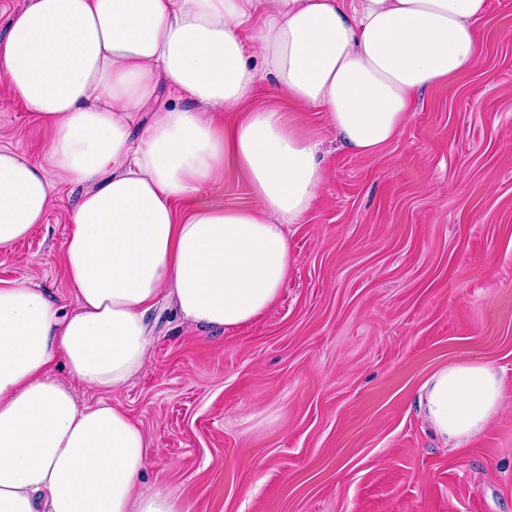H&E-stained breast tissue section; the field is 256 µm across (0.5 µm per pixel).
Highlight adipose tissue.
I'll use <instances>...</instances> for the list:
<instances>
[{
    "mask_svg": "<svg viewBox=\"0 0 512 512\" xmlns=\"http://www.w3.org/2000/svg\"><path fill=\"white\" fill-rule=\"evenodd\" d=\"M487 0H30L0 37V76L52 131L48 163L0 149V247L42 223L52 176L83 185L71 213L66 308L28 280H0V512H190L144 487L155 450L119 408L79 403L74 384L114 391L141 372L163 294L207 331L254 322L294 262L285 225L325 179L322 142L249 101L268 78L322 112L342 148L372 155L416 94L469 72ZM167 87L185 102L141 131L133 115ZM237 112L218 129L203 115ZM256 208L201 205L225 167ZM68 379L53 373L56 364ZM488 363L448 364L419 406L451 447L502 404Z\"/></svg>",
    "mask_w": 512,
    "mask_h": 512,
    "instance_id": "1",
    "label": "adipose tissue"
}]
</instances>
